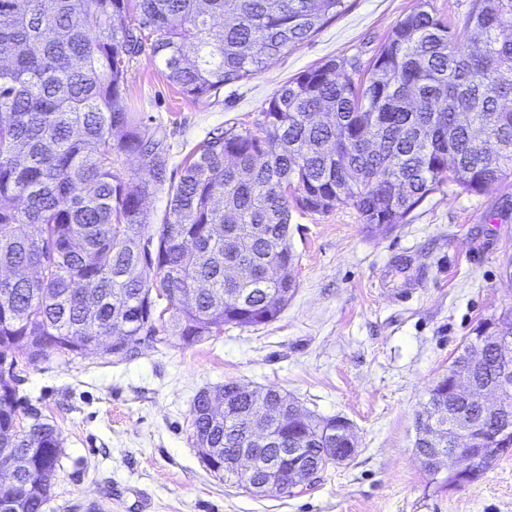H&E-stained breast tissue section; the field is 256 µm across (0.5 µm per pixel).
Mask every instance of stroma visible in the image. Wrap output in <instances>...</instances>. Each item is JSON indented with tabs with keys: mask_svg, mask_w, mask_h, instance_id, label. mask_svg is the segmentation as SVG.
Returning a JSON list of instances; mask_svg holds the SVG:
<instances>
[{
	"mask_svg": "<svg viewBox=\"0 0 512 512\" xmlns=\"http://www.w3.org/2000/svg\"><path fill=\"white\" fill-rule=\"evenodd\" d=\"M420 0H346L345 12L264 73L193 101L150 52L126 98L166 137L169 166L217 127L252 125L290 78L375 56ZM296 290L273 322L225 325L194 344L147 342L123 359L92 350L30 360L15 348L23 425L63 442L45 512H512V453L474 485L444 490L414 452L432 386L491 316L512 307V179L479 194L447 185L404 224L369 236L350 207L292 211ZM274 388L353 426V458L314 486L256 497L215 477L193 442V401L227 382Z\"/></svg>",
	"mask_w": 512,
	"mask_h": 512,
	"instance_id": "obj_1",
	"label": "stroma"
}]
</instances>
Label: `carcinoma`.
<instances>
[{
  "instance_id": "1",
  "label": "carcinoma",
  "mask_w": 512,
  "mask_h": 512,
  "mask_svg": "<svg viewBox=\"0 0 512 512\" xmlns=\"http://www.w3.org/2000/svg\"><path fill=\"white\" fill-rule=\"evenodd\" d=\"M428 0L392 28L368 69L331 60L291 78L262 107L256 130L216 128L168 174L165 137L125 98L129 63L145 48L194 101L257 76L345 10V0H0V269L40 268L36 282L0 281V349L30 359L81 347L128 356L160 334L199 343L224 325L275 320L296 284L268 271L292 263L291 208L350 207L372 234L393 229L445 184L470 194L512 177V0H471L457 25ZM139 159L137 183L123 173ZM168 187L157 248L139 252L151 224L142 201ZM197 241L184 251L183 236ZM246 258L262 285L224 267ZM204 282L194 302L184 291ZM85 298L74 300L70 289ZM164 296L158 312L151 296ZM170 312L171 328L158 325ZM125 337L117 353L113 337ZM474 388L496 370L468 349ZM13 377L0 374V456L25 459L0 483L7 512H44L62 439L36 421L10 439ZM227 382L193 404L196 438L238 448L276 389L254 404ZM225 401L232 419L210 408ZM305 456L329 466L338 425L309 416Z\"/></svg>"
}]
</instances>
